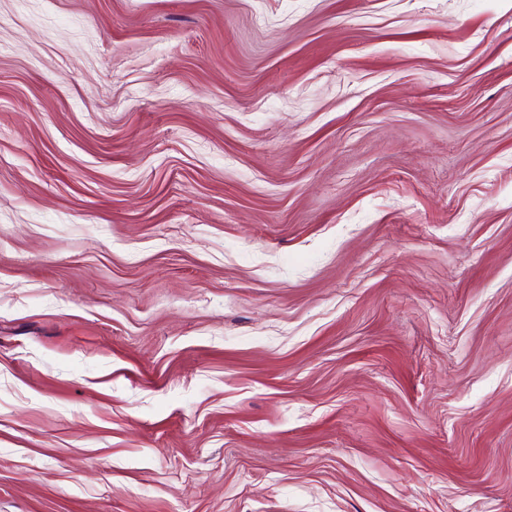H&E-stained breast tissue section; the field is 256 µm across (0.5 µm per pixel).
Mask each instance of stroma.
<instances>
[{"mask_svg":"<svg viewBox=\"0 0 512 512\" xmlns=\"http://www.w3.org/2000/svg\"><path fill=\"white\" fill-rule=\"evenodd\" d=\"M0 512H512V0H0Z\"/></svg>","mask_w":512,"mask_h":512,"instance_id":"35a3bbf8","label":"stroma"}]
</instances>
